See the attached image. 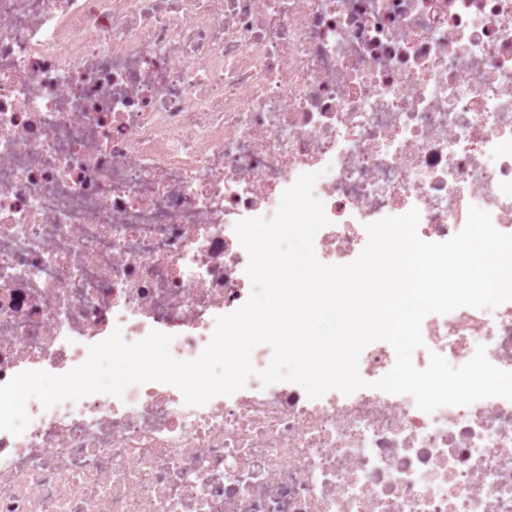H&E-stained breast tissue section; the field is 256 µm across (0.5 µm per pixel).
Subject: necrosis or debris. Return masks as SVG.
I'll list each match as a JSON object with an SVG mask.
<instances>
[{
  "label": "necrosis or debris",
  "instance_id": "1",
  "mask_svg": "<svg viewBox=\"0 0 512 512\" xmlns=\"http://www.w3.org/2000/svg\"><path fill=\"white\" fill-rule=\"evenodd\" d=\"M319 172L314 250L418 209L512 234V0H0V385L121 332L188 361L251 292L235 233ZM452 366L512 371V301L422 322ZM265 386L202 406L151 381L26 405L0 430V512H512V400L419 410L374 388Z\"/></svg>",
  "mask_w": 512,
  "mask_h": 512
}]
</instances>
